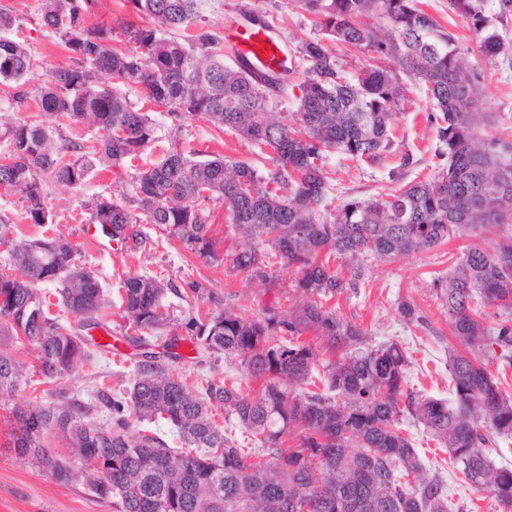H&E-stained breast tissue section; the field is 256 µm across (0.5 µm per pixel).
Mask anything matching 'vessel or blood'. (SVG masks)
Wrapping results in <instances>:
<instances>
[{
	"mask_svg": "<svg viewBox=\"0 0 512 512\" xmlns=\"http://www.w3.org/2000/svg\"><path fill=\"white\" fill-rule=\"evenodd\" d=\"M243 22L224 31L225 49L235 59L255 72L284 71L294 67L287 43L281 38L274 23L253 20L252 8H245Z\"/></svg>",
	"mask_w": 512,
	"mask_h": 512,
	"instance_id": "vessel-or-blood-1",
	"label": "vessel or blood"
}]
</instances>
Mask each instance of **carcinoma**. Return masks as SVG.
Listing matches in <instances>:
<instances>
[{
  "mask_svg": "<svg viewBox=\"0 0 512 512\" xmlns=\"http://www.w3.org/2000/svg\"><path fill=\"white\" fill-rule=\"evenodd\" d=\"M127 2L150 24L124 29L135 44L126 51L111 45L112 28H85L94 0H43L38 24L64 43L73 64L35 90L27 88L31 55L5 35L16 19L0 12V82L15 89V102L36 93L56 122L0 115V184L21 196L26 220L41 227L51 221L44 178L77 187L98 164L119 168L157 147L154 119L100 81L110 75L166 108L171 132L186 117L203 115L218 130L270 150L279 165L264 175L245 161L199 150L187 155L173 139L151 167L132 176L124 202H87L91 223L109 227L112 240L131 251L147 240L139 225L150 224L214 260L207 204L222 201L241 237L233 268L265 279L270 260L279 258L295 270L299 300L289 310L270 306L255 314L224 308L210 295L214 311L180 323L196 347L217 359H240L246 380L261 383L256 396L215 380L191 390L155 356L138 364L128 398L132 416L139 424L167 423L183 449L146 427L132 429L122 399L100 389L96 402L112 414L108 425L91 419L97 405L64 392L55 402L16 403V452L66 482L70 464H60L63 457L48 446L51 436L64 440L91 492L115 512H451L445 483L428 472L404 428L407 414L448 447L468 485L512 512V468L495 465L484 450L489 432L512 437V398L487 364L462 352L499 348V360L512 369V233L491 246L470 245L448 275L433 281L455 340L448 346L450 402L416 397L407 386L405 348L369 342L326 306L362 287L372 257L397 260L451 236L512 224V141L485 133L490 116L471 48L417 0H297L315 18L316 33L297 47L306 67L290 125L278 111L282 78L224 64L222 38L203 26V0ZM448 7L470 23L482 56L508 55L482 0H449ZM332 43L371 52L380 64L351 79ZM405 77L420 81L432 100L429 118L437 121L438 155L446 163L432 179L406 183L417 160L405 152L391 173L398 189L331 205L326 154L372 164L387 159ZM64 122L94 129L91 144L65 141L58 128ZM0 245L9 254L0 267V394H13L28 372L61 379L91 356L85 337L63 332L51 317L39 287L56 284L63 306L91 329L101 326L105 298L65 236L0 234ZM121 288L138 340H162L175 322L165 304L172 285L128 273ZM488 308L505 312L494 328L484 325ZM308 332L315 341L302 340ZM20 338L33 346L31 364L11 352ZM322 352L330 353L324 362ZM318 383V392L302 389ZM212 405L224 407L269 460L244 455L213 421ZM289 435L296 446L286 450Z\"/></svg>",
  "mask_w": 512,
  "mask_h": 512,
  "instance_id": "cac0c4a2",
  "label": "carcinoma"
}]
</instances>
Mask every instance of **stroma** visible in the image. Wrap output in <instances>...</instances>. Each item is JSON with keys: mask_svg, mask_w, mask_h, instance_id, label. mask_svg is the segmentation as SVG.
<instances>
[{"mask_svg": "<svg viewBox=\"0 0 512 512\" xmlns=\"http://www.w3.org/2000/svg\"><path fill=\"white\" fill-rule=\"evenodd\" d=\"M42 0H0V10L16 18L13 39L23 42L32 57V85L49 79L52 71L69 66L71 54L51 33L40 29L38 17ZM250 5L258 15L274 19L290 47H297L313 34L308 15L296 0H204L203 15L216 31H223L225 22L239 17L243 5ZM138 17L127 0H95L86 17L87 27L109 26L115 31V40H122L124 25L137 22ZM475 62L484 76L485 108L495 122L492 134L512 140V60L498 58ZM431 103L421 84L407 81L405 100L394 121V149L396 153H412L417 164L406 175L407 180L432 178L440 164L434 152L438 145L437 125L428 118ZM179 139L185 149L207 151L234 160L255 165L258 169H275L271 153L260 152L257 146L233 131L217 129L205 116L187 117ZM393 160L379 165L352 162L337 154H328L326 167L333 179V194L340 198L367 200L388 192L392 183L388 172ZM134 167L121 169L97 167L87 181L78 188L46 181L47 206L52 215V229L75 245L76 260L98 277L107 306L103 320L113 335L124 337L121 353L108 349H94L92 358L73 373L61 379H47L39 375L29 378L17 394L0 395V512H113L89 492L81 469H74L69 482L60 483L40 471L29 457L18 455L8 448L11 432V407L16 400L37 397L56 400L59 392L77 396L91 403L99 386L111 387L114 392L129 389L138 361V348L130 341L131 329L124 317L121 281L125 273L154 276L174 285L166 301L176 319H184L189 311H207L208 300L180 298L177 287L186 281H199L221 298L225 307L260 312L266 306H289L297 298L292 288L294 275L280 261H273L267 281L251 279L245 273L233 270L230 256L239 243L231 230L223 203L212 204L213 233L219 241L218 257L206 260L177 241L159 234L149 224L142 230L147 242L136 252L121 250L116 243L91 242L86 233L89 212L84 203L101 195L118 201L127 186ZM467 242L461 238L425 253L395 261L370 259L369 272L358 292L336 297V309L347 321L356 324L372 342L396 341L403 344L410 356L407 374L410 389L422 397L449 398L448 345L453 337L448 319L438 302L432 281L446 275L452 262L459 257ZM401 300L413 302L424 317L423 322L409 323L397 310ZM175 376L188 387L197 388L201 381L218 378L225 383L238 381L243 371L235 360H214L209 353L188 348L180 350L178 358L169 359ZM415 448L430 472L438 473L448 488L451 502L463 506L464 512H501L494 496L475 492L466 486L459 472L449 460L442 445L427 438L421 426L405 419Z\"/></svg>", "mask_w": 512, "mask_h": 512, "instance_id": "1", "label": "stroma"}]
</instances>
